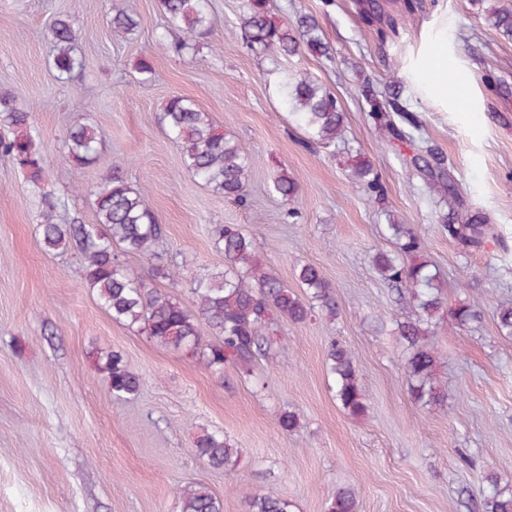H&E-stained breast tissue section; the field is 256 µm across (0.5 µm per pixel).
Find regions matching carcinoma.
<instances>
[{
	"mask_svg": "<svg viewBox=\"0 0 512 512\" xmlns=\"http://www.w3.org/2000/svg\"><path fill=\"white\" fill-rule=\"evenodd\" d=\"M394 5L395 11L390 12L381 0L359 4L362 18L382 42L397 36L399 17L413 14L419 8L414 0H396ZM160 6L168 28L159 41L178 55L193 49L196 41L212 29L209 0H160ZM486 22L502 38L512 41V10L492 12ZM139 24L134 14L113 6V31L128 35ZM240 33L250 48L263 53L288 57L304 48L320 58H333V49L319 35V25L313 16H300L290 28L274 19L269 0H248L247 11L240 18ZM171 34L175 38L170 40ZM51 36L54 68L59 74L68 75L79 66L74 53L75 32L69 18H56ZM281 89L285 105L311 140H336L342 132L344 112L329 88L305 73H296L285 75ZM363 97L370 117L388 141L413 150L411 163L427 178L431 190L443 198L457 199V188L447 172L445 157L435 148L416 142L406 130L414 121L402 90L391 85H368ZM157 120L165 135L179 147L188 172L226 198L243 197L249 173L248 153L241 143L216 127L197 103L173 96L166 101ZM0 125L12 129V136L0 139V154L11 157L31 182H40L44 157L29 113L17 105L14 96L2 91ZM98 145L99 132L95 126L75 127L65 145L62 171L74 163L85 166L94 162ZM351 171L365 191L381 199L382 185L370 159L363 158ZM273 188L290 201L298 195L297 184L284 174L277 178ZM94 205L97 223L58 224L53 218L58 203L49 201L41 222L45 249H73L81 255L84 280L112 320L144 326L154 342L192 352L214 373L223 372L229 362L248 372L257 358L269 355L273 316L303 323L317 308L335 310L333 290L317 266L306 263L297 270L296 278L302 289L297 294L260 263L252 238L238 225L220 224L215 228L214 240L224 253V272L200 274L190 283L199 314L216 332V339L206 343L199 334L196 318L177 298L161 289L145 287L121 259L123 255L152 257L164 234L145 194L114 172L98 187ZM441 221L451 238L470 249L483 247L492 236L491 226L479 215L460 224L456 210L451 208L441 216ZM387 229L396 250H379L371 256V262L382 278L404 289L417 304L418 315L399 324L400 337L407 344L405 371L409 389L415 400L440 405L447 394L437 380L438 357L428 338L433 320L442 310V285L430 264L415 260L422 251L421 239L403 224H389ZM494 315L500 331L511 336L512 302L497 304ZM450 316L463 327L476 318L477 311L472 305H461ZM327 365L335 380L336 400L348 414L363 415L367 406L348 349L339 342L332 343L327 351ZM99 367L109 379L113 397L127 400L138 395L141 378L128 368L120 353H100ZM195 447L199 456L215 469H226L237 462L238 450L221 434L205 431L196 437ZM485 481L489 492L483 512H512V495L500 488L498 476L490 473ZM179 500L180 512H223L221 500L201 483L183 487ZM248 502L250 512H291L292 507L287 500L272 494H251ZM327 512H357L355 493L347 488L337 490Z\"/></svg>",
	"mask_w": 512,
	"mask_h": 512,
	"instance_id": "1",
	"label": "carcinoma"
}]
</instances>
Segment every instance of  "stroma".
Segmentation results:
<instances>
[{
  "instance_id": "35a3bbf8",
  "label": "stroma",
  "mask_w": 512,
  "mask_h": 512,
  "mask_svg": "<svg viewBox=\"0 0 512 512\" xmlns=\"http://www.w3.org/2000/svg\"><path fill=\"white\" fill-rule=\"evenodd\" d=\"M356 0H273L280 21L313 15L335 50L328 61L302 52L275 62L231 29L247 0H211L213 27L183 55L158 43L165 20L158 0H124L140 28L115 35L111 0H0V91L30 112L45 158L40 183L0 157V512H180L178 491L206 484L224 512H249L251 494L287 499L292 512H326L338 489L355 491L358 512H481L494 472L512 486V336L499 331L497 299L512 298V42L484 20L485 7L512 0H421L422 7L379 41L358 17ZM69 16L81 68L61 77L52 66L49 25ZM448 24V66L462 75L464 105L441 103L405 85L415 138L447 156L464 208L482 212L495 236L466 251L439 221L445 210L422 175L383 140L368 116L365 84L399 80L440 22ZM150 60L153 71L138 67ZM306 72L329 88L344 112L331 144L307 136L281 103L280 71ZM194 100L249 153L240 201L193 177L157 124L172 96ZM98 128L95 163L59 159L73 127ZM374 161L385 198L353 184L348 161ZM144 191L165 236L157 251L186 280L224 270L214 246L218 224L249 234L259 258L288 286L315 264L330 282L335 314L303 323L275 319V344L252 373L206 369L184 351L157 345L137 327L112 320L82 279L77 251L49 253L38 225L45 195L63 201L61 224L95 223L91 193L112 171ZM287 174L301 193L273 189ZM405 224L444 283L445 309L477 304L460 328L431 327L448 397L416 402L404 372L397 325L414 316L373 269L392 250L385 228ZM127 269L196 305L184 284L153 279L146 259ZM353 354L368 411L350 416L335 398L326 367L331 342ZM119 352L142 380L139 396H112L96 352ZM300 426L282 431V410ZM238 449L233 469H214L197 453L201 432Z\"/></svg>"
}]
</instances>
